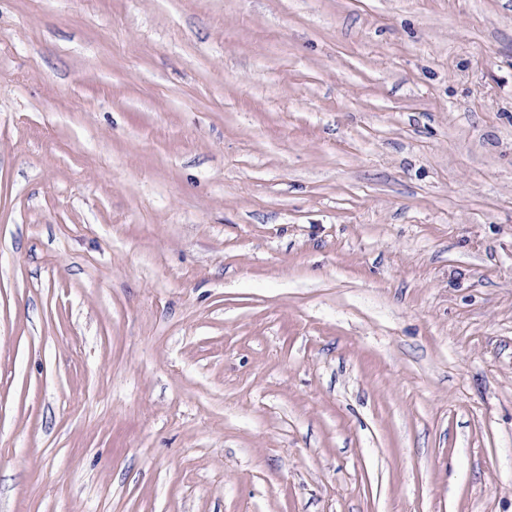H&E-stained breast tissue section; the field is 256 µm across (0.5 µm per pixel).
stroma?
Masks as SVG:
<instances>
[{"instance_id": "1", "label": "stroma", "mask_w": 512, "mask_h": 512, "mask_svg": "<svg viewBox=\"0 0 512 512\" xmlns=\"http://www.w3.org/2000/svg\"><path fill=\"white\" fill-rule=\"evenodd\" d=\"M0 512H512V0H0Z\"/></svg>"}]
</instances>
